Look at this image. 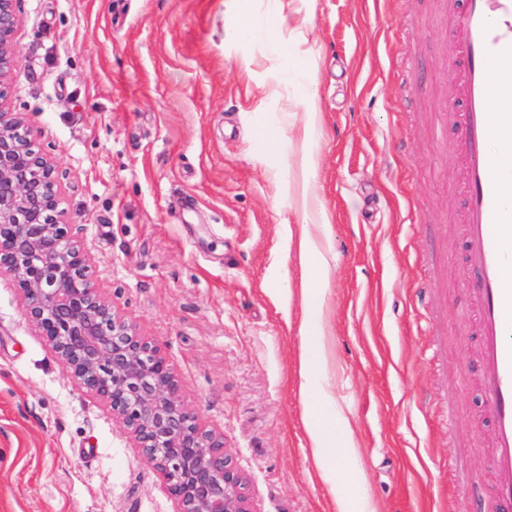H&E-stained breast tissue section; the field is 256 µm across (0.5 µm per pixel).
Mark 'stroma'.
Instances as JSON below:
<instances>
[{"mask_svg":"<svg viewBox=\"0 0 512 512\" xmlns=\"http://www.w3.org/2000/svg\"><path fill=\"white\" fill-rule=\"evenodd\" d=\"M445 0H255L287 56L237 38L238 0H20L14 111L55 158L94 284L162 350L250 481L255 512H503L488 467ZM323 124L300 207L304 123ZM329 262L303 299L302 235ZM322 348L318 393L300 359ZM349 418L320 475L306 432ZM110 410L79 390L0 279V512H174ZM292 77L295 79L300 90V101L303 106L305 121L303 125V141L309 146L322 126L323 113L317 88L309 80L307 67H295L292 70Z\"/></svg>","mask_w":512,"mask_h":512,"instance_id":"35a3bbf8","label":"stroma"}]
</instances>
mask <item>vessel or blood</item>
Instances as JSON below:
<instances>
[{"label": "vessel or blood", "mask_w": 512, "mask_h": 512, "mask_svg": "<svg viewBox=\"0 0 512 512\" xmlns=\"http://www.w3.org/2000/svg\"><path fill=\"white\" fill-rule=\"evenodd\" d=\"M455 45L453 151L463 170L465 261L471 273L480 362L479 385L492 417L489 468L501 506L512 505V171L494 165L488 143L502 129L494 111L493 66L512 62V0H448Z\"/></svg>", "instance_id": "obj_1"}]
</instances>
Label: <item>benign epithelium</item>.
<instances>
[{"mask_svg": "<svg viewBox=\"0 0 512 512\" xmlns=\"http://www.w3.org/2000/svg\"><path fill=\"white\" fill-rule=\"evenodd\" d=\"M18 0H0V277L75 384L112 411L176 503L175 512H254L248 477L183 403L160 348L95 287L88 256L59 208L52 157L7 97L19 69Z\"/></svg>", "mask_w": 512, "mask_h": 512, "instance_id": "benign-epithelium-1", "label": "benign epithelium"}]
</instances>
